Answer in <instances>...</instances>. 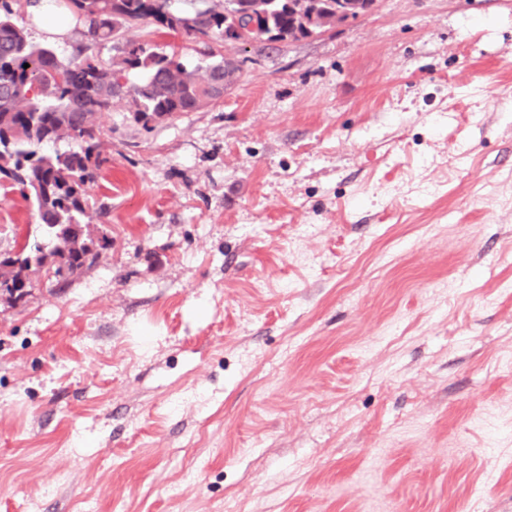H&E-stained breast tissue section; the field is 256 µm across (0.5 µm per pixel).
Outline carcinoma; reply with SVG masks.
Instances as JSON below:
<instances>
[{
    "label": "carcinoma",
    "mask_w": 512,
    "mask_h": 512,
    "mask_svg": "<svg viewBox=\"0 0 512 512\" xmlns=\"http://www.w3.org/2000/svg\"><path fill=\"white\" fill-rule=\"evenodd\" d=\"M85 25L84 35L111 42L117 55L104 66L88 56L73 64L58 59L53 48L33 43L14 17L24 7L18 0H0V175L21 186L42 226V235L24 244L8 268L0 259V279L41 275L47 265L74 274L96 262L88 229L90 198L86 186L95 182L108 158L102 147L101 113L112 100L127 99L137 121L148 126L182 112L197 111L224 97L236 67L216 58L188 67L175 51L167 52L149 39H123V30L154 23L209 39L239 21L237 10L213 7L183 14L164 0H63ZM297 0H263L251 37L256 41L300 40L336 26V0H313L315 17L295 18ZM29 67H24V64ZM132 72L139 80L129 82ZM47 142L64 149L43 152Z\"/></svg>",
    "instance_id": "1"
}]
</instances>
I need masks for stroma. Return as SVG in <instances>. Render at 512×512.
<instances>
[{"mask_svg": "<svg viewBox=\"0 0 512 512\" xmlns=\"http://www.w3.org/2000/svg\"><path fill=\"white\" fill-rule=\"evenodd\" d=\"M212 47L223 100L103 113L111 249L0 301V512H512V0Z\"/></svg>", "mask_w": 512, "mask_h": 512, "instance_id": "stroma-1", "label": "stroma"}]
</instances>
